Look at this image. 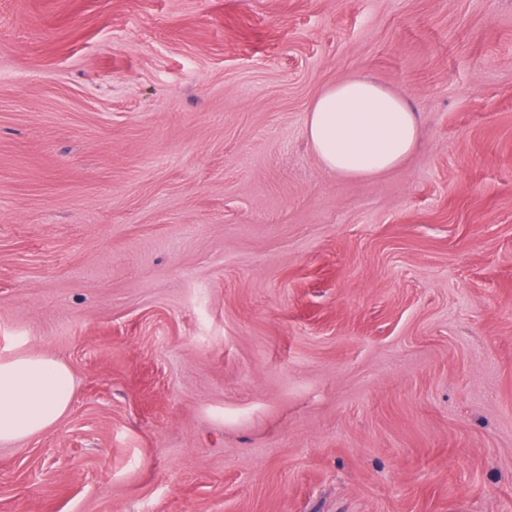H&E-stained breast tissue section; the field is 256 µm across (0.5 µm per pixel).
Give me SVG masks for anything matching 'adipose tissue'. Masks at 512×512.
Masks as SVG:
<instances>
[{"label":"adipose tissue","mask_w":512,"mask_h":512,"mask_svg":"<svg viewBox=\"0 0 512 512\" xmlns=\"http://www.w3.org/2000/svg\"><path fill=\"white\" fill-rule=\"evenodd\" d=\"M418 119L399 96L363 78L337 83L317 97L306 135L323 166L365 178L403 162L418 141ZM69 368L48 355L0 361V443L35 436L55 425L70 406Z\"/></svg>","instance_id":"obj_1"}]
</instances>
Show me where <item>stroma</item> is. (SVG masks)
Returning a JSON list of instances; mask_svg holds the SVG:
<instances>
[{"label": "stroma", "mask_w": 512, "mask_h": 512, "mask_svg": "<svg viewBox=\"0 0 512 512\" xmlns=\"http://www.w3.org/2000/svg\"><path fill=\"white\" fill-rule=\"evenodd\" d=\"M416 113L350 178L311 102ZM74 395L0 512H512V0H0V361ZM418 119L399 96L363 78L327 88L311 104L306 135L323 166L365 178L403 162L418 141Z\"/></svg>", "instance_id": "obj_1"}]
</instances>
